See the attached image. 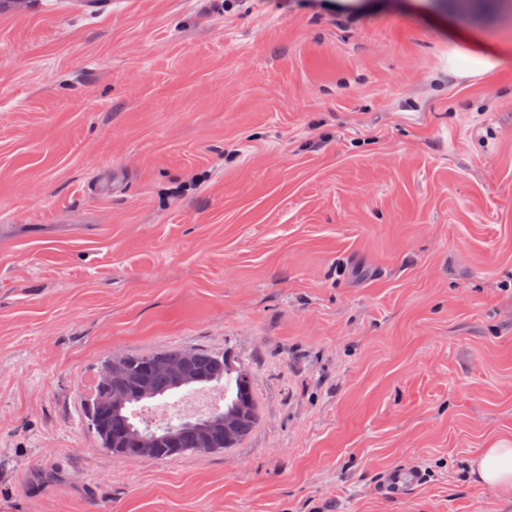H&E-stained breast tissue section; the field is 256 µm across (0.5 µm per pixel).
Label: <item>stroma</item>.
<instances>
[{
  "instance_id": "obj_1",
  "label": "stroma",
  "mask_w": 512,
  "mask_h": 512,
  "mask_svg": "<svg viewBox=\"0 0 512 512\" xmlns=\"http://www.w3.org/2000/svg\"><path fill=\"white\" fill-rule=\"evenodd\" d=\"M104 2L0 0V512H512L472 473L512 444V58L448 63L512 20ZM175 347L249 368L255 428L101 447L104 362ZM500 64L494 58L471 47L454 50L452 67L460 73L477 75L495 69ZM422 481L417 466L399 465L387 470L383 475L382 489L385 496L392 499L404 498L408 491Z\"/></svg>"
}]
</instances>
